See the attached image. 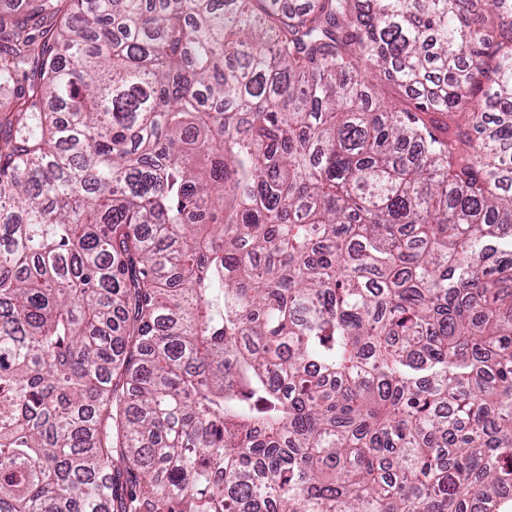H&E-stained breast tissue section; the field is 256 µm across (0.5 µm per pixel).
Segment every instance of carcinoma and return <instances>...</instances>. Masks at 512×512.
Instances as JSON below:
<instances>
[{
	"label": "carcinoma",
	"mask_w": 512,
	"mask_h": 512,
	"mask_svg": "<svg viewBox=\"0 0 512 512\" xmlns=\"http://www.w3.org/2000/svg\"><path fill=\"white\" fill-rule=\"evenodd\" d=\"M281 2L0 14V512H512V0Z\"/></svg>",
	"instance_id": "carcinoma-1"
}]
</instances>
